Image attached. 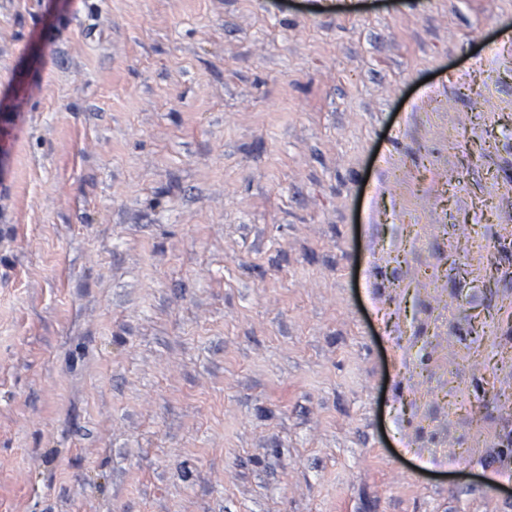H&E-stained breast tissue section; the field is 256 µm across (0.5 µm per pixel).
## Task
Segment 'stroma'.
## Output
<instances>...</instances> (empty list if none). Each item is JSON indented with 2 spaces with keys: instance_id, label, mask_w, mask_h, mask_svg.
Returning a JSON list of instances; mask_svg holds the SVG:
<instances>
[{
  "instance_id": "obj_1",
  "label": "stroma",
  "mask_w": 512,
  "mask_h": 512,
  "mask_svg": "<svg viewBox=\"0 0 512 512\" xmlns=\"http://www.w3.org/2000/svg\"><path fill=\"white\" fill-rule=\"evenodd\" d=\"M508 28L0 0V512H512Z\"/></svg>"
}]
</instances>
